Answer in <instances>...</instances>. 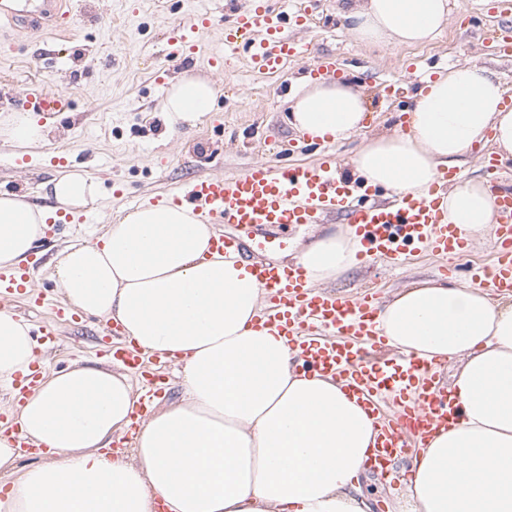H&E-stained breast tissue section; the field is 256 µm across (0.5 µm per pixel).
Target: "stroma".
<instances>
[{"label":"stroma","instance_id":"1","mask_svg":"<svg viewBox=\"0 0 512 512\" xmlns=\"http://www.w3.org/2000/svg\"><path fill=\"white\" fill-rule=\"evenodd\" d=\"M250 0H78L71 21L72 37L52 39L49 31L14 36L0 25V40L13 35L14 47L0 54V114L27 106L26 89L42 84L62 91L69 110L45 126L41 142L21 155L14 154L6 136H0V191L24 195L34 205L47 207L44 185L56 176L55 156H66L67 166L97 179L102 197L93 216L92 234H101L107 222H119L133 200L157 203L185 183L209 175L241 173L270 163L306 164L319 159L322 148L306 143L284 119L290 97L321 57H332L341 79L363 91L369 107L365 129L335 142L333 150L343 176H350V160L362 142L395 128L403 112L413 108L420 84L410 64L429 71L453 63L472 62L496 71L512 90V56L498 54L485 38L494 18L489 0H458L453 16L431 42L419 45H359L350 37L342 16L345 0H311V21L290 34L311 46L310 56L288 62L275 76L254 73L241 57H227L214 67L209 56L224 50L219 28L205 31L202 49L189 54L171 36L172 27L190 12H217L231 20ZM167 66L168 82L194 78L212 82L218 90L212 111L195 125L169 127L160 106L165 90L156 84L160 66ZM406 85L405 93L381 97L379 82ZM123 196H114L115 187ZM345 220L328 215L320 224L295 225L279 239L264 244L266 256L288 263L316 237L338 230ZM90 234L69 225H49L29 256L36 267L33 290L44 299L29 305L19 296L9 306L30 325L41 346L47 371L71 363L101 360L108 339L104 323L84 316L74 323L55 322L53 306L64 295L51 277L54 259L65 246L88 241ZM441 263L428 255L411 258L399 271L383 266H354L331 282L337 293L355 295L373 289L380 301L400 288L421 280L441 278Z\"/></svg>","mask_w":512,"mask_h":512}]
</instances>
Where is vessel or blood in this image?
<instances>
[{
  "instance_id": "1",
  "label": "vessel or blood",
  "mask_w": 512,
  "mask_h": 512,
  "mask_svg": "<svg viewBox=\"0 0 512 512\" xmlns=\"http://www.w3.org/2000/svg\"><path fill=\"white\" fill-rule=\"evenodd\" d=\"M70 16L71 0H0V21L16 27L62 31ZM303 22L302 14L291 15L271 9L266 0H253L251 9L236 12L225 24V52L236 51L239 38L251 35L249 63L261 72L276 73L289 58L307 53L306 44L285 32L287 25ZM207 23L198 15L183 17L175 28L178 41L198 49L199 30ZM27 100L32 111L46 117L69 107L66 95L50 88H32ZM460 177L459 171L448 170L426 194L396 193L380 201L376 188L341 177L335 158L326 154L308 165L261 164L240 174L197 178L170 198L172 204L208 221L236 226L235 235L218 236L212 246L247 260L264 297L258 326L285 338L296 370L338 379L365 409L376 436L364 465L383 476L408 449L426 447L434 433L458 421L456 398L443 385L435 361L404 353L381 335L374 294L350 298L319 290L309 283L302 266L261 258L255 241L257 236L272 237L291 225L312 224L321 215L341 212L360 239L361 265L398 268L423 250L444 259L442 271L447 274L451 268L446 261L461 257L462 243L442 202L449 185ZM492 206V261L474 266L470 283L511 295L512 190L494 191ZM29 283L27 268L0 273V300L21 293ZM105 354L140 371L143 385L131 415L133 424H140L163 394L164 380L144 370L145 358L135 347L113 343Z\"/></svg>"
}]
</instances>
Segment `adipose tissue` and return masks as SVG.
<instances>
[{
  "instance_id": "adipose-tissue-1",
  "label": "adipose tissue",
  "mask_w": 512,
  "mask_h": 512,
  "mask_svg": "<svg viewBox=\"0 0 512 512\" xmlns=\"http://www.w3.org/2000/svg\"><path fill=\"white\" fill-rule=\"evenodd\" d=\"M450 0H359L350 6L360 45L422 44L436 38ZM486 66L454 65L416 94L408 130L364 142L351 160L366 184L424 194L440 170L491 141L512 156V106ZM215 87L175 82L162 103L169 124H194ZM367 106L347 81L307 80L288 116L309 140L340 139L364 127ZM60 208L96 209L97 182L78 171L48 184ZM49 209L0 193V268L25 260L43 236ZM448 221L473 243L494 222L489 185L448 190ZM216 235L190 210L139 206L95 241L69 245L52 276L70 306L119 325L144 354H168L181 397L141 423L129 457L106 447L129 428L138 400L127 374L73 365L43 376L11 411L41 449L19 457L0 436V512H371L360 486L374 437L372 419L341 383L295 371L283 337L254 321L262 292L245 264L211 250ZM360 248L353 231L324 235L298 256L311 284L334 281ZM378 327L405 353L454 360L450 388L460 418L414 461L401 512H512V302L444 280L401 289ZM38 342L9 309L0 310V388L30 371Z\"/></svg>"
}]
</instances>
